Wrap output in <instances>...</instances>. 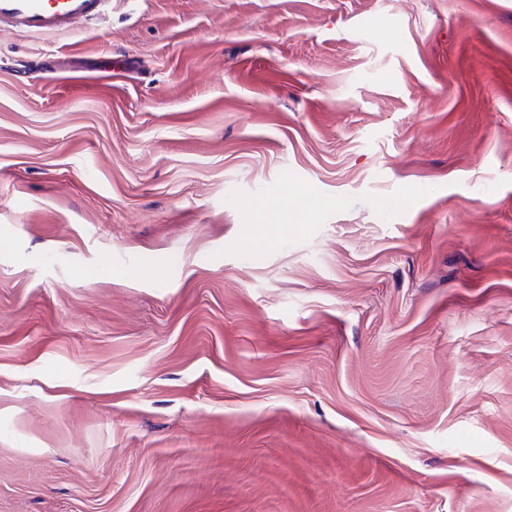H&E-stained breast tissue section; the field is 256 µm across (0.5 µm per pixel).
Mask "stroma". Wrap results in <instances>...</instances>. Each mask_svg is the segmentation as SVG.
Wrapping results in <instances>:
<instances>
[{
	"instance_id": "35a3bbf8",
	"label": "stroma",
	"mask_w": 512,
	"mask_h": 512,
	"mask_svg": "<svg viewBox=\"0 0 512 512\" xmlns=\"http://www.w3.org/2000/svg\"><path fill=\"white\" fill-rule=\"evenodd\" d=\"M0 512H512V0L1 28Z\"/></svg>"
}]
</instances>
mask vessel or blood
I'll use <instances>...</instances> for the list:
<instances>
[{"label": "vessel or blood", "instance_id": "obj_1", "mask_svg": "<svg viewBox=\"0 0 512 512\" xmlns=\"http://www.w3.org/2000/svg\"><path fill=\"white\" fill-rule=\"evenodd\" d=\"M109 0H0V26L26 33L70 31L95 19Z\"/></svg>", "mask_w": 512, "mask_h": 512}]
</instances>
